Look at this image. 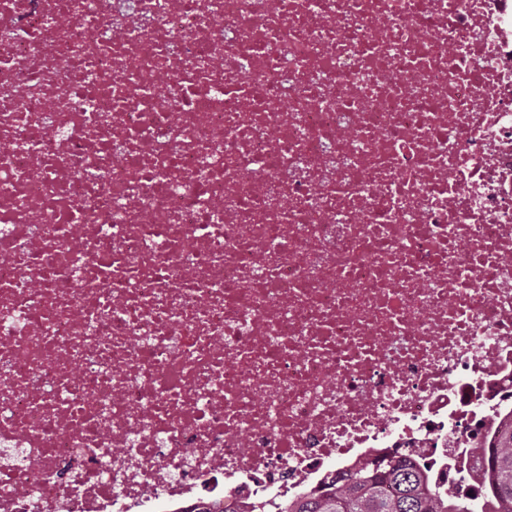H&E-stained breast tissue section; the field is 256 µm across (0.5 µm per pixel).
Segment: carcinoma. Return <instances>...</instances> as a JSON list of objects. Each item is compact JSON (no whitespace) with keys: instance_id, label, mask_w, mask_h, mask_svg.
<instances>
[{"instance_id":"1","label":"carcinoma","mask_w":512,"mask_h":512,"mask_svg":"<svg viewBox=\"0 0 512 512\" xmlns=\"http://www.w3.org/2000/svg\"><path fill=\"white\" fill-rule=\"evenodd\" d=\"M483 474L488 512H512V426L485 449ZM283 512H472L465 502L436 490L431 477L403 456L378 459L348 475L329 474L320 491Z\"/></svg>"}]
</instances>
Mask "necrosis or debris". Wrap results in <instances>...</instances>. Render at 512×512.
<instances>
[{
	"label": "necrosis or debris",
	"instance_id": "4bbe7bcc",
	"mask_svg": "<svg viewBox=\"0 0 512 512\" xmlns=\"http://www.w3.org/2000/svg\"><path fill=\"white\" fill-rule=\"evenodd\" d=\"M512 422V0H0V512H274Z\"/></svg>",
	"mask_w": 512,
	"mask_h": 512
}]
</instances>
